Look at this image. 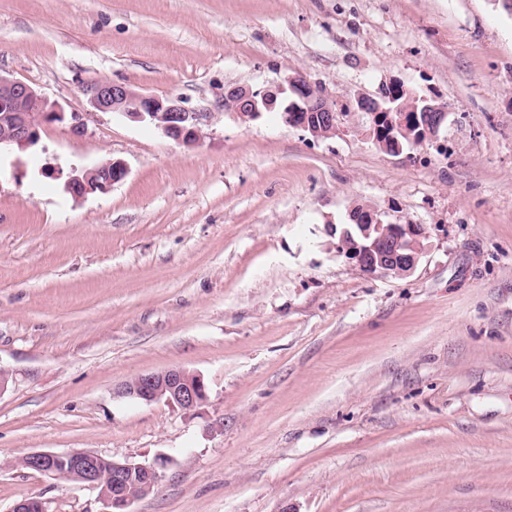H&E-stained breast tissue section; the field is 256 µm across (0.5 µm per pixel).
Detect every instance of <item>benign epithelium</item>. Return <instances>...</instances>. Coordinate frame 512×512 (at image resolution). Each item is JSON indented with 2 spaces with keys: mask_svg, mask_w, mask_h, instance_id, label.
I'll use <instances>...</instances> for the list:
<instances>
[{
  "mask_svg": "<svg viewBox=\"0 0 512 512\" xmlns=\"http://www.w3.org/2000/svg\"><path fill=\"white\" fill-rule=\"evenodd\" d=\"M285 92L293 96L289 112L284 115L287 125L314 138L336 134L338 123L333 105L300 74L288 78L285 87L278 84L261 91L232 87L224 94V108L245 119H254L262 111L277 107L280 95ZM90 103L97 111L118 113L133 122L148 123L185 146L200 142L202 125L207 119L206 113L186 109L178 98L144 94L111 81H102L90 88ZM356 105L372 116L370 135L374 144L393 155L401 154L403 145L395 135L382 136L381 126L408 136L409 145L416 147L434 141L448 116L445 105L418 97L397 82L382 85L375 97L358 96ZM64 120L65 114L49 106L34 87L0 74V150L31 149L39 143L43 125ZM126 174L127 167L122 161L103 159L71 176L66 187L75 197L105 192ZM350 220L353 228L342 231L338 250L356 261L364 272L404 277L415 269L423 252L422 225L386 224L377 212L364 207L351 211ZM117 394L144 402L163 400L182 409H193L207 401L203 377L182 368L136 376L122 383ZM96 458L97 454L90 451H35L25 457L24 468L60 479L77 474L80 481L97 488L102 484V475ZM166 463L162 458L149 464L129 460L112 462L113 491L102 494L108 512H130L129 506L159 483Z\"/></svg>",
  "mask_w": 512,
  "mask_h": 512,
  "instance_id": "obj_1",
  "label": "benign epithelium"
}]
</instances>
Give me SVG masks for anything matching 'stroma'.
<instances>
[{"mask_svg":"<svg viewBox=\"0 0 512 512\" xmlns=\"http://www.w3.org/2000/svg\"><path fill=\"white\" fill-rule=\"evenodd\" d=\"M0 73L84 128L0 155V512H106L34 451L150 463L131 512H512V13L499 0H0ZM301 74L335 136L235 86ZM444 103L391 155L359 94ZM101 81L209 113L187 147L89 103ZM122 160L105 193L65 172ZM363 205L424 228L404 277L339 255ZM200 374L205 405L117 396ZM287 85V89L278 84L261 91L240 86L229 88L224 94V107L245 119H254L263 110L277 107L280 95L288 90L293 100L284 110L290 109L284 115L287 125L308 132L313 138L336 135L337 115L329 99L300 74L288 77Z\"/></svg>","mask_w":512,"mask_h":512,"instance_id":"1","label":"stroma"}]
</instances>
